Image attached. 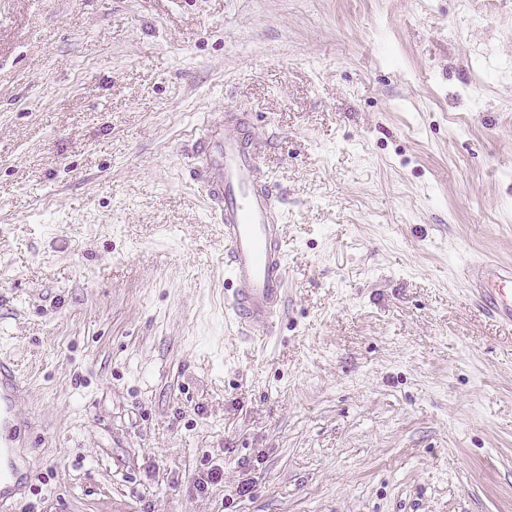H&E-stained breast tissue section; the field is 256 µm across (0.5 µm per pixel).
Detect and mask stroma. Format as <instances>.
I'll use <instances>...</instances> for the list:
<instances>
[{"label":"stroma","mask_w":512,"mask_h":512,"mask_svg":"<svg viewBox=\"0 0 512 512\" xmlns=\"http://www.w3.org/2000/svg\"><path fill=\"white\" fill-rule=\"evenodd\" d=\"M231 105L284 209L258 340L192 175ZM476 256L512 266V0H0L12 512H512Z\"/></svg>","instance_id":"stroma-1"}]
</instances>
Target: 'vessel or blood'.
Segmentation results:
<instances>
[{
	"label": "vessel or blood",
	"instance_id": "1",
	"mask_svg": "<svg viewBox=\"0 0 512 512\" xmlns=\"http://www.w3.org/2000/svg\"><path fill=\"white\" fill-rule=\"evenodd\" d=\"M240 112L210 113L194 137V176L215 223L224 228V309L246 337H260L285 309L287 254L281 199L265 175ZM468 271L498 286L480 290L479 310L512 327V268L477 260ZM25 385L0 361V512L20 494L28 475L17 448L18 403Z\"/></svg>",
	"mask_w": 512,
	"mask_h": 512
}]
</instances>
